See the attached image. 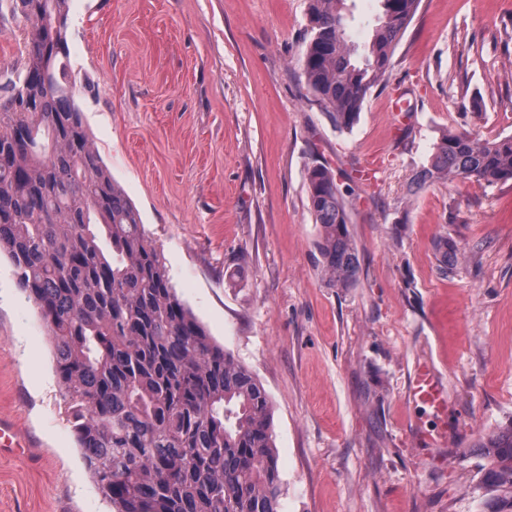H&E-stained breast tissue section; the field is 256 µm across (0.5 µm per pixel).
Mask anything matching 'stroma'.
<instances>
[{
    "label": "stroma",
    "mask_w": 512,
    "mask_h": 512,
    "mask_svg": "<svg viewBox=\"0 0 512 512\" xmlns=\"http://www.w3.org/2000/svg\"><path fill=\"white\" fill-rule=\"evenodd\" d=\"M309 0H69L75 99L178 298L262 384L281 512H483L480 440L512 426V182L410 193L443 132L512 135V0H421L352 131L305 84ZM379 0H345L364 48ZM347 189L360 271L328 287L307 169ZM455 254L440 272L434 244ZM430 364L436 419L410 378ZM53 348L0 259V512H108ZM445 424L436 447L421 434ZM410 395L415 402L431 408L437 416L448 410V395L428 364L419 365L413 374Z\"/></svg>",
    "instance_id": "obj_1"
}]
</instances>
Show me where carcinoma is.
<instances>
[{
	"instance_id": "1",
	"label": "carcinoma",
	"mask_w": 512,
	"mask_h": 512,
	"mask_svg": "<svg viewBox=\"0 0 512 512\" xmlns=\"http://www.w3.org/2000/svg\"><path fill=\"white\" fill-rule=\"evenodd\" d=\"M363 66L344 38L343 0H309L303 74L336 129L368 91L421 0H381ZM69 0H0L24 21L21 63L0 82V253L52 340L67 420L113 512H280L281 478L261 383L184 307L138 211L91 145L75 100ZM512 180V136L446 133L412 187ZM327 285L356 286L344 193L324 164L307 172ZM435 250L448 272L454 246ZM483 512H512V426L484 437Z\"/></svg>"
}]
</instances>
